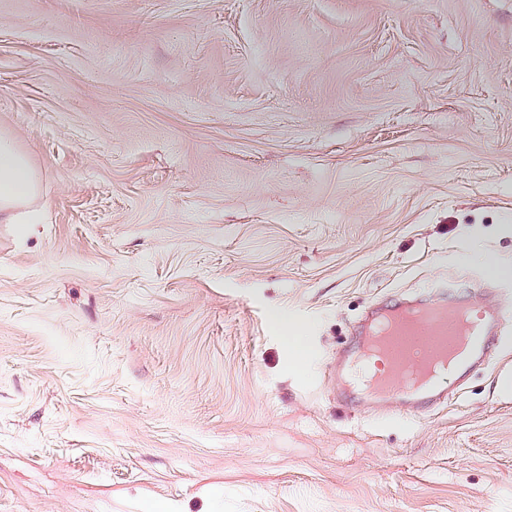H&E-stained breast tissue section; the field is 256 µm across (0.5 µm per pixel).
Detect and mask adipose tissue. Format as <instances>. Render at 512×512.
Returning <instances> with one entry per match:
<instances>
[{"label": "adipose tissue", "mask_w": 512, "mask_h": 512, "mask_svg": "<svg viewBox=\"0 0 512 512\" xmlns=\"http://www.w3.org/2000/svg\"><path fill=\"white\" fill-rule=\"evenodd\" d=\"M38 191L39 179L28 158L9 136L0 134V223H39L32 206Z\"/></svg>", "instance_id": "1"}]
</instances>
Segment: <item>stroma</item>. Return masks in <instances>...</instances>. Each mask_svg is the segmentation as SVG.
I'll return each instance as SVG.
<instances>
[{
  "label": "stroma",
  "instance_id": "35a3bbf8",
  "mask_svg": "<svg viewBox=\"0 0 512 512\" xmlns=\"http://www.w3.org/2000/svg\"><path fill=\"white\" fill-rule=\"evenodd\" d=\"M0 133V512H512V343L413 413L331 369L512 263V0H0ZM39 191L38 176L13 140L0 134V223L40 224L32 208Z\"/></svg>",
  "mask_w": 512,
  "mask_h": 512
}]
</instances>
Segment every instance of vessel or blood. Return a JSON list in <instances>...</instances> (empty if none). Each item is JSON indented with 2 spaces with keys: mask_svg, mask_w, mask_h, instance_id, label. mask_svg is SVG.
I'll list each match as a JSON object with an SVG mask.
<instances>
[{
  "mask_svg": "<svg viewBox=\"0 0 512 512\" xmlns=\"http://www.w3.org/2000/svg\"><path fill=\"white\" fill-rule=\"evenodd\" d=\"M499 308L457 296L452 284L431 296L368 314L362 341L347 366V381L363 398L389 401L401 396L440 405L441 377L433 369L470 371L485 355Z\"/></svg>",
  "mask_w": 512,
  "mask_h": 512,
  "instance_id": "1",
  "label": "vessel or blood"
}]
</instances>
